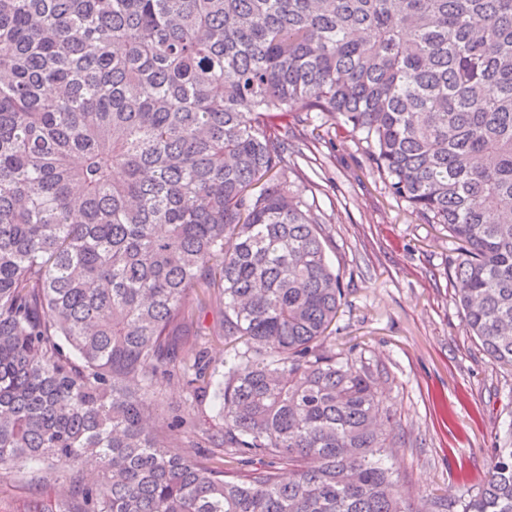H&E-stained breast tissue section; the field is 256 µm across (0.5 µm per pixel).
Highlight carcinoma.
Masks as SVG:
<instances>
[{"label":"carcinoma","mask_w":512,"mask_h":512,"mask_svg":"<svg viewBox=\"0 0 512 512\" xmlns=\"http://www.w3.org/2000/svg\"><path fill=\"white\" fill-rule=\"evenodd\" d=\"M290 112L448 231L512 370V0H0V468L55 490L35 512H407L379 376L324 347L343 288ZM213 289L224 372L181 333ZM159 377L212 416L157 428ZM421 512H512V447Z\"/></svg>","instance_id":"obj_1"}]
</instances>
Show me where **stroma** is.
Returning <instances> with one entry per match:
<instances>
[{"mask_svg": "<svg viewBox=\"0 0 512 512\" xmlns=\"http://www.w3.org/2000/svg\"><path fill=\"white\" fill-rule=\"evenodd\" d=\"M293 186L324 217L326 250L345 298L325 346H356L381 374L397 439L392 460L411 504L454 498L488 476L512 422V375L472 341L442 227L395 197L366 142L306 113L288 118Z\"/></svg>", "mask_w": 512, "mask_h": 512, "instance_id": "1", "label": "stroma"}]
</instances>
